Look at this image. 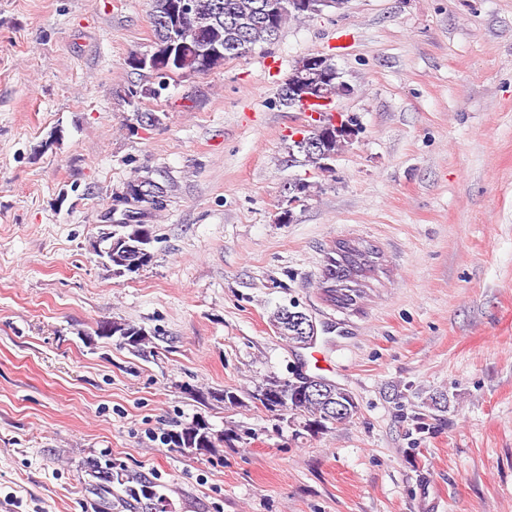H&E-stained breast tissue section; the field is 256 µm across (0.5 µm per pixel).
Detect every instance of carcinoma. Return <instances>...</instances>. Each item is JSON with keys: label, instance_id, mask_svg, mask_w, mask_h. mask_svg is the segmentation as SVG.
I'll list each match as a JSON object with an SVG mask.
<instances>
[{"label": "carcinoma", "instance_id": "carcinoma-1", "mask_svg": "<svg viewBox=\"0 0 512 512\" xmlns=\"http://www.w3.org/2000/svg\"><path fill=\"white\" fill-rule=\"evenodd\" d=\"M273 2L286 3L288 0H192V11L180 22V39L183 41L182 65L179 72L201 74L223 64L225 61L241 57L255 46L275 41L288 20L297 18V14L283 12L274 27L267 26L262 20L265 7ZM172 0H152L151 24L155 44L164 42V34L158 29L156 20L169 14ZM328 136L318 149H308L302 142L294 143L297 151L304 155V162L319 169H328V161L334 159L344 147L343 130L333 124L326 125ZM168 196V186L149 177H136L126 183L125 190L119 196L124 202H132L131 213L122 215L113 224V230L104 234L112 242V257L104 266L114 276H124L139 272L148 266L153 254L150 244L154 240L151 225L146 218L153 212L164 208ZM346 249L358 259L357 278L375 271L378 250L359 241L342 240L336 247L328 250L322 270V284L326 298L334 306L349 309L362 296L363 285L347 278L346 269L336 262V249ZM273 325L288 343L304 348L313 342L316 329L309 325V317L301 311L279 308L272 315ZM101 339H118V345L135 352L151 343V334L145 328L131 323L101 321L94 330ZM318 381L322 387L319 395H310L306 386ZM311 379L310 376L295 369L285 379L272 378L259 387L250 398L266 411L276 413L282 409L290 415L288 423L302 429L312 436L323 434L334 425L352 418L358 411L354 396L347 389L323 377ZM224 403L226 408L243 405L242 399L232 389L199 395ZM448 398L444 393L435 394L427 403L429 412L411 415L414 429H426V421L434 417V412L447 411ZM163 441L178 452H195L201 448L209 451L218 443L237 441L242 438L238 428H226L217 435L207 421L198 417L179 430L162 433ZM101 483L97 490L103 497L112 494L115 476L113 466L108 464L98 470ZM121 497L133 502L145 512H169V502L162 492V485L144 474H135L119 482Z\"/></svg>", "mask_w": 512, "mask_h": 512}]
</instances>
